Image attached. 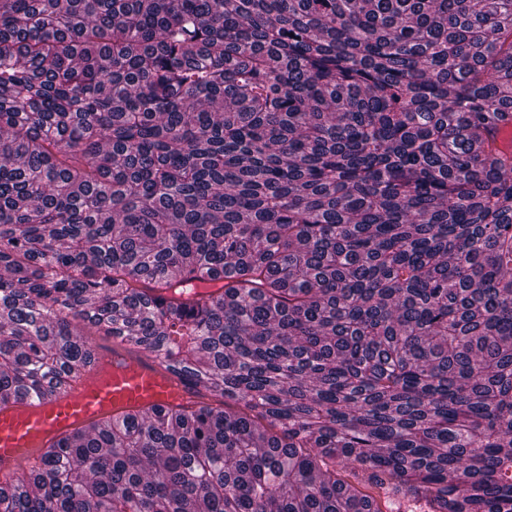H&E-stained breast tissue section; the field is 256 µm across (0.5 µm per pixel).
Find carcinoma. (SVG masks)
<instances>
[{
  "instance_id": "1",
  "label": "carcinoma",
  "mask_w": 512,
  "mask_h": 512,
  "mask_svg": "<svg viewBox=\"0 0 512 512\" xmlns=\"http://www.w3.org/2000/svg\"><path fill=\"white\" fill-rule=\"evenodd\" d=\"M511 123L512 0H0V403L97 333L221 398L0 512H512Z\"/></svg>"
}]
</instances>
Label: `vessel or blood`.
Segmentation results:
<instances>
[{
  "label": "vessel or blood",
  "mask_w": 512,
  "mask_h": 512,
  "mask_svg": "<svg viewBox=\"0 0 512 512\" xmlns=\"http://www.w3.org/2000/svg\"><path fill=\"white\" fill-rule=\"evenodd\" d=\"M204 389L173 375L164 361L123 342L97 349L82 378L51 398L0 408V483L50 441L87 422L136 409L192 407L209 402Z\"/></svg>",
  "instance_id": "b4317fda"
}]
</instances>
